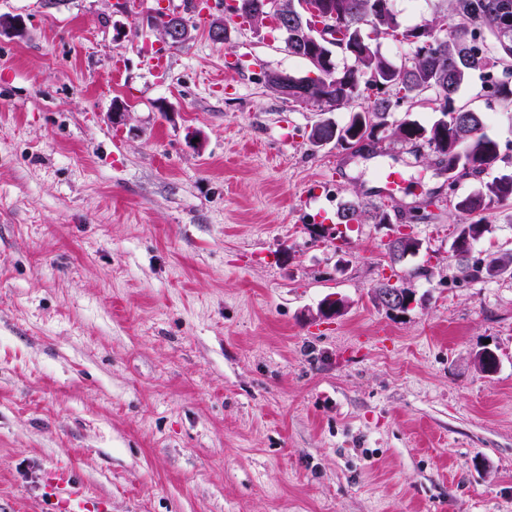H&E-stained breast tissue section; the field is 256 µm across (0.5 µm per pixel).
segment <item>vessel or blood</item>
<instances>
[{"instance_id": "obj_1", "label": "vessel or blood", "mask_w": 512, "mask_h": 512, "mask_svg": "<svg viewBox=\"0 0 512 512\" xmlns=\"http://www.w3.org/2000/svg\"><path fill=\"white\" fill-rule=\"evenodd\" d=\"M45 488L51 512H112L110 498L80 485L71 468L55 465L45 472Z\"/></svg>"}]
</instances>
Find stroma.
<instances>
[{"label": "stroma", "mask_w": 512, "mask_h": 512, "mask_svg": "<svg viewBox=\"0 0 512 512\" xmlns=\"http://www.w3.org/2000/svg\"><path fill=\"white\" fill-rule=\"evenodd\" d=\"M115 3L0 0V512H45L53 464L112 512H512V277L460 280L434 154L314 149L317 108L265 81L309 66L269 29L170 45L149 20L182 0ZM390 166L427 215L395 262L391 225L334 235ZM489 222L474 257L512 253V205ZM379 301L390 311H400L409 307L412 302V293L407 288H390L389 291L379 296Z\"/></svg>", "instance_id": "stroma-1"}]
</instances>
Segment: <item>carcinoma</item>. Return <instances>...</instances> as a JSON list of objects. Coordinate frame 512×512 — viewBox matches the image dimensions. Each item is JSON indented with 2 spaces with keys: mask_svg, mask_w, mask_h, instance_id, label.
Wrapping results in <instances>:
<instances>
[{
  "mask_svg": "<svg viewBox=\"0 0 512 512\" xmlns=\"http://www.w3.org/2000/svg\"><path fill=\"white\" fill-rule=\"evenodd\" d=\"M440 2V20L405 26L393 0H283L288 28L275 19L271 28L281 34L289 53L302 58L310 34L308 21L319 17L326 6L332 7L336 32L342 35L332 53L347 63L333 74L311 69L317 78L298 77L305 98L290 94L288 99L323 112L327 107L352 106L371 87L376 91L370 105L351 113L344 124L328 118L318 120L311 128L310 142L318 147L321 139L334 135L335 144L358 151L379 141V134L388 130L414 148L432 150L453 178L448 191L461 217L452 244L458 269L463 280L479 282L512 270L511 253L481 260L470 258L474 242L490 230L487 213L512 202V172L482 179L508 157L501 155L500 143L483 132L484 113L461 102L458 93L477 78L485 96L496 99L506 110L512 107V21H504L499 14V0ZM372 33L388 34L406 45L409 53L405 62L399 66L389 62L370 37ZM392 90L396 95L390 94ZM426 104L440 113L430 125L410 118V112ZM400 108L405 109V118L389 121ZM470 176L479 178L478 188L457 194L459 180ZM368 218L377 224L391 223L389 212L372 213L354 202L338 214L342 224H360Z\"/></svg>",
  "mask_w": 512,
  "mask_h": 512,
  "instance_id": "cac0c4a2",
  "label": "carcinoma"
}]
</instances>
